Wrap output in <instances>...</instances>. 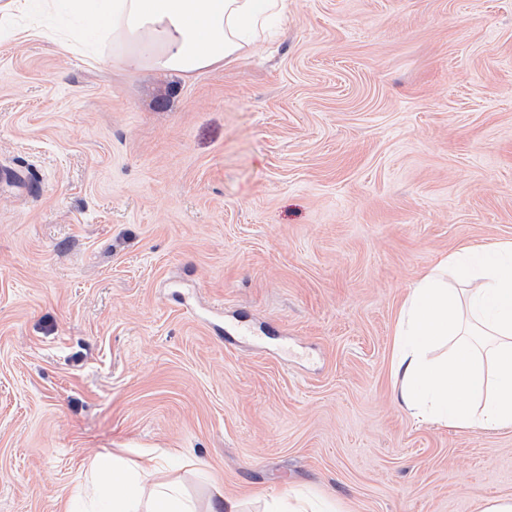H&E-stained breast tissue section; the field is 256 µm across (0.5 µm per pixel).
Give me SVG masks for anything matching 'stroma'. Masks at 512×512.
Segmentation results:
<instances>
[{
	"label": "stroma",
	"mask_w": 512,
	"mask_h": 512,
	"mask_svg": "<svg viewBox=\"0 0 512 512\" xmlns=\"http://www.w3.org/2000/svg\"><path fill=\"white\" fill-rule=\"evenodd\" d=\"M0 0V512H60L92 461L265 512H479L512 429L392 398L414 279L512 240V0H288L190 78L6 35ZM335 509L336 505L330 499H323L315 504L301 493L288 495L286 488L285 495L265 512H335Z\"/></svg>",
	"instance_id": "35a3bbf8"
}]
</instances>
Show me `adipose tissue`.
I'll list each match as a JSON object with an SVG mask.
<instances>
[{
    "mask_svg": "<svg viewBox=\"0 0 512 512\" xmlns=\"http://www.w3.org/2000/svg\"><path fill=\"white\" fill-rule=\"evenodd\" d=\"M7 9L70 17L34 33L86 59L112 36L127 43L129 67L190 77L243 60L288 0H8ZM390 371L397 404L421 423L512 428V241L460 246L414 281ZM162 470L149 448L99 456L63 512H236L220 498L199 506Z\"/></svg>",
    "mask_w": 512,
    "mask_h": 512,
    "instance_id": "adipose-tissue-1",
    "label": "adipose tissue"
}]
</instances>
